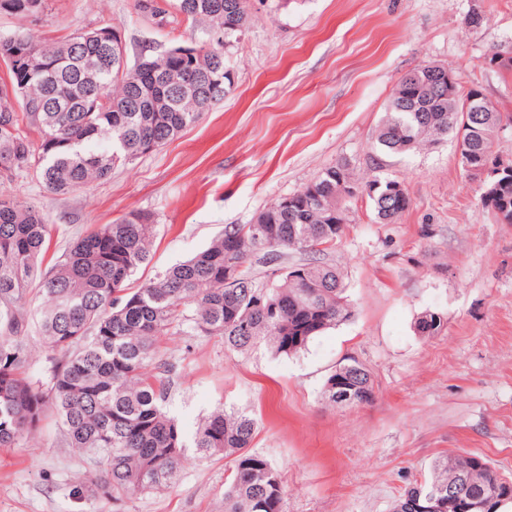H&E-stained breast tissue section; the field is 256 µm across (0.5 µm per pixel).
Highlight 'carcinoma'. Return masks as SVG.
Here are the masks:
<instances>
[{"label": "carcinoma", "mask_w": 512, "mask_h": 512, "mask_svg": "<svg viewBox=\"0 0 512 512\" xmlns=\"http://www.w3.org/2000/svg\"><path fill=\"white\" fill-rule=\"evenodd\" d=\"M0 14L29 16V0H0ZM176 11L161 20L137 0L141 16L156 30L173 24L204 23L210 48L191 70L175 43L164 53L140 51L129 63L128 49L95 39L97 29L58 39L28 36L0 38V178L34 174L45 188L69 194L105 179L115 165L159 148L224 100L233 80L226 72L224 47L242 36L251 19L250 0H176ZM18 51L38 66L29 69L5 53ZM488 64L512 73V51L499 49ZM444 64H427L406 73L397 84L385 116L375 131L384 151L401 154L451 135L461 155L474 165L492 153L503 114L478 89L448 98ZM199 87L194 96L176 88ZM481 107L483 122L472 135L465 109ZM390 179L360 183L347 166L319 173L302 190L281 197L259 212L254 224L230 225L208 247L138 288L131 276L150 257L153 225L147 215L131 212L78 238L63 258L42 269L47 251L45 217L37 207L0 197V447L32 438L49 417L62 428L70 448L96 455L95 469L75 482L70 495L83 500L101 495L119 505L133 492H153L179 475L193 447L205 455L233 462L224 487V512H284L278 472L262 455L249 451L255 420L243 413L215 408L187 443L179 423L164 405V376L169 366L155 356L158 336L176 321L224 345L243 351L264 344L289 355L313 338L351 319L342 275L336 266L303 258L285 268L279 284L254 285L249 269L229 282L225 263L245 266L258 249L279 256L283 250H329L343 235V202L364 193L382 224L395 222L410 206L388 193ZM483 204L512 221V184ZM37 310L48 366L44 375L29 374L32 347L25 341L26 305ZM189 307L192 313L184 314ZM443 328L437 313L416 322L422 336ZM358 394L372 385L369 371L354 362L337 368L324 394L336 404V382ZM471 455L450 453L436 460L423 483L399 499L430 506L435 489L448 487V471L462 473ZM474 494L493 500L498 510L512 504V480L486 465L484 481Z\"/></svg>", "instance_id": "obj_1"}]
</instances>
